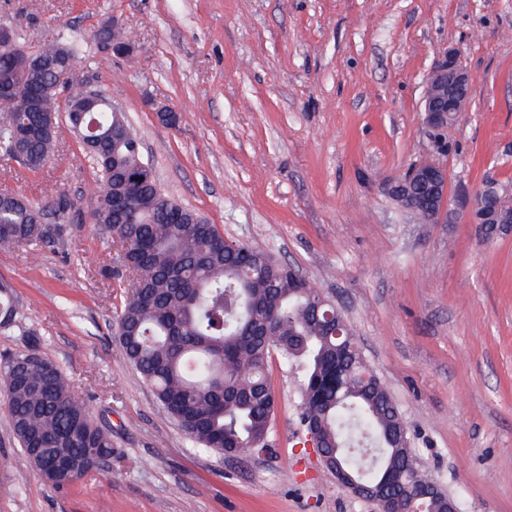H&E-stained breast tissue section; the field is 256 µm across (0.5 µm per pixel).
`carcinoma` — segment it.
Wrapping results in <instances>:
<instances>
[{
	"label": "carcinoma",
	"mask_w": 512,
	"mask_h": 512,
	"mask_svg": "<svg viewBox=\"0 0 512 512\" xmlns=\"http://www.w3.org/2000/svg\"><path fill=\"white\" fill-rule=\"evenodd\" d=\"M21 36L0 48V82L51 86L53 69L18 70ZM43 57L58 67L75 66L80 45L58 31L43 39ZM82 91L42 100L0 97V157L30 171L60 157L54 127L65 120L83 150L96 158L93 223L112 237L115 275L127 277L118 315L126 361L152 387L163 408L199 447L216 454L267 448L276 397L268 377L275 352L295 370L302 396V423L316 429L331 454L328 469L374 487L388 472L405 486L430 479L412 465L414 449L395 447L408 433L396 403L364 358L358 342L341 351L335 336L345 322L332 301L309 280L262 248L224 237L197 211L165 194L125 114L99 104L82 112ZM493 206L512 211V189L497 185ZM58 220L44 224L43 211ZM72 222L65 195L41 204L0 201V246L32 258L54 245ZM23 315L15 291L0 282V330ZM13 432L44 480L65 488L112 459V429L97 424L75 399L68 378L37 350L0 360Z\"/></svg>",
	"instance_id": "carcinoma-1"
}]
</instances>
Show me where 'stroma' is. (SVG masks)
Listing matches in <instances>:
<instances>
[{
    "label": "stroma",
    "mask_w": 512,
    "mask_h": 512,
    "mask_svg": "<svg viewBox=\"0 0 512 512\" xmlns=\"http://www.w3.org/2000/svg\"><path fill=\"white\" fill-rule=\"evenodd\" d=\"M111 16L131 55L99 51ZM0 24L32 48L59 29L78 42L79 73L123 108L162 189L344 310L460 512H512V230L482 244L466 217L424 224L385 190L431 154L424 81L451 48L473 82L447 134L448 194L512 185V0H0ZM57 137L61 164L0 158V190L81 210L39 260L0 248L24 312L0 354L38 347L111 426L114 454L54 489L0 395V512H373L305 447L280 357L268 453L203 450L162 408L116 334L126 288L101 274L113 252L91 221L94 169L67 127Z\"/></svg>",
    "instance_id": "obj_1"
}]
</instances>
